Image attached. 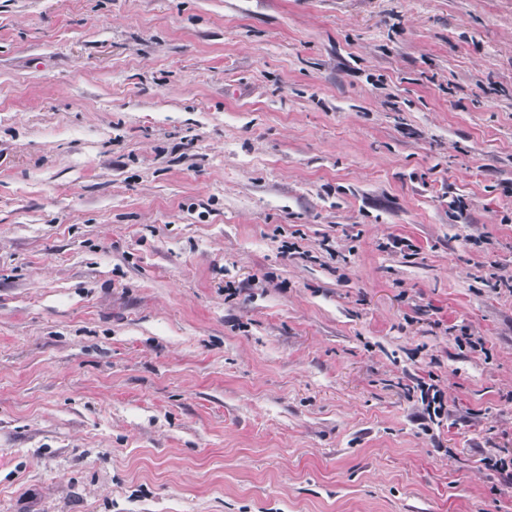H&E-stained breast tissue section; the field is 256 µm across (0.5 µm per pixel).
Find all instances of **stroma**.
Wrapping results in <instances>:
<instances>
[{
    "label": "stroma",
    "instance_id": "35a3bbf8",
    "mask_svg": "<svg viewBox=\"0 0 512 512\" xmlns=\"http://www.w3.org/2000/svg\"><path fill=\"white\" fill-rule=\"evenodd\" d=\"M508 181L512 0H0V512H512ZM417 388L420 390L421 402L425 406L428 419L432 423L440 424L445 413L444 392L437 385L425 382L418 383ZM482 461L488 469L499 473L503 480L512 481V452L508 448H489Z\"/></svg>",
    "mask_w": 512,
    "mask_h": 512
}]
</instances>
